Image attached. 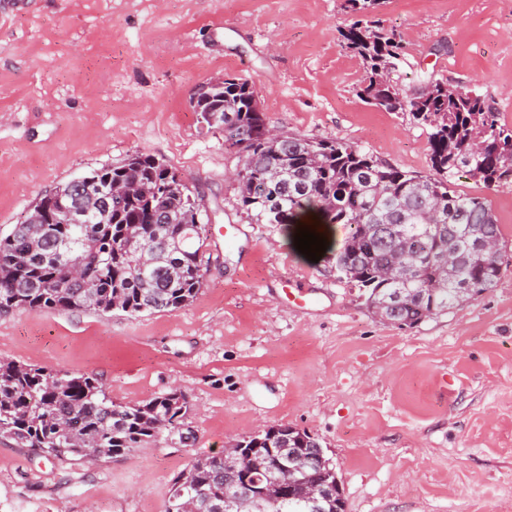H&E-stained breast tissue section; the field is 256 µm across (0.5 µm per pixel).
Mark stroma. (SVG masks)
<instances>
[{"label": "stroma", "instance_id": "obj_1", "mask_svg": "<svg viewBox=\"0 0 512 512\" xmlns=\"http://www.w3.org/2000/svg\"><path fill=\"white\" fill-rule=\"evenodd\" d=\"M405 54L391 78L487 97L512 127V0H387ZM344 0H0V235L38 199L140 152L198 190L203 288L174 313L15 310L0 359L98 377L133 406L177 389L181 431L90 465L0 439V512H165L173 478L273 425L315 435L346 512H512V182L468 173L502 230L493 288L413 326L377 318L293 232L242 208L237 150L203 129L204 83L252 82L269 125L430 171L423 127L359 96Z\"/></svg>", "mask_w": 512, "mask_h": 512}]
</instances>
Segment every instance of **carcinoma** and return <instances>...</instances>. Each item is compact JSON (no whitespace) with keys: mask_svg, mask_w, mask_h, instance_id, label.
<instances>
[{"mask_svg":"<svg viewBox=\"0 0 512 512\" xmlns=\"http://www.w3.org/2000/svg\"><path fill=\"white\" fill-rule=\"evenodd\" d=\"M387 0H346L352 22L340 29L345 46L366 67L360 97L385 112H407L428 129L431 173L413 175L361 148L302 135L263 138L264 113L253 108L251 83L226 78L210 98L194 105L202 123L238 148L242 206L258 224L291 229L312 213L318 223L348 229L326 259L339 277L363 291L373 309L397 288L407 301L387 319L415 326L493 287L500 254L481 247L500 242L501 228L486 199L463 196L450 177L465 170L487 188L512 180V127L500 122L486 97L455 90L429 77L407 95L390 78L402 59L396 30L379 19ZM224 114V125L208 114ZM136 185L110 203L97 186ZM164 161L134 153L119 166H103L87 180H70L52 192H70L72 224H16L0 237V312L121 310L129 315L176 312L200 292L207 268L205 238L179 233L195 224L200 204L188 186L168 187ZM142 247L152 261L137 267L127 246ZM186 396L173 389L139 405L116 404L88 373L48 370L0 360V438L53 458L95 461L122 457L183 424ZM250 480L267 496L268 512H302L297 494L310 481L334 484L336 467L306 468L284 491L270 481L280 449L262 447ZM224 503V457L194 459L173 479L165 512L182 499Z\"/></svg>","mask_w":512,"mask_h":512,"instance_id":"cac0c4a2","label":"carcinoma"}]
</instances>
